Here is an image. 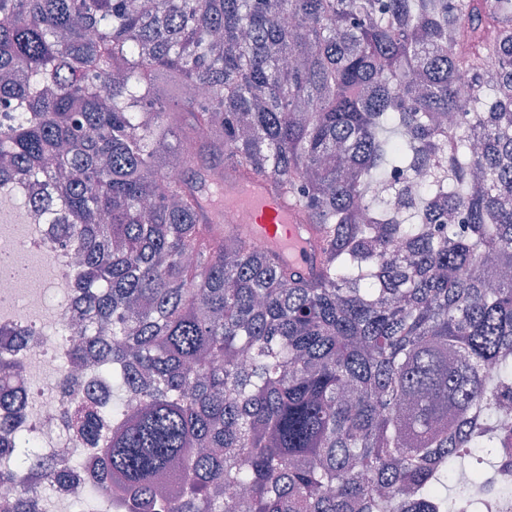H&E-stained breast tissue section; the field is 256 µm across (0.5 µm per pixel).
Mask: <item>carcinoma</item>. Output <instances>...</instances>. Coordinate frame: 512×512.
I'll list each match as a JSON object with an SVG mask.
<instances>
[{"label": "carcinoma", "instance_id": "obj_1", "mask_svg": "<svg viewBox=\"0 0 512 512\" xmlns=\"http://www.w3.org/2000/svg\"><path fill=\"white\" fill-rule=\"evenodd\" d=\"M0 111V193L79 255L69 362L112 370V409L66 414L78 461L35 452L0 387V482L124 512H500L512 0H0ZM251 178L296 207L309 270L217 215ZM0 512L46 510L26 488Z\"/></svg>", "mask_w": 512, "mask_h": 512}]
</instances>
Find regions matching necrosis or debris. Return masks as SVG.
Instances as JSON below:
<instances>
[{"instance_id": "obj_1", "label": "necrosis or debris", "mask_w": 512, "mask_h": 512, "mask_svg": "<svg viewBox=\"0 0 512 512\" xmlns=\"http://www.w3.org/2000/svg\"><path fill=\"white\" fill-rule=\"evenodd\" d=\"M24 207L15 197L0 194V254L25 258L35 254L50 275L38 283L21 281L0 272V351L19 347L24 360L18 391L26 405L24 434L45 454L72 457L82 451L61 415L76 402L57 382H43V375L60 377L67 366L69 336L51 331L42 312L47 294L63 297L70 321H78L80 309L71 286L72 249L53 234L51 225L19 223Z\"/></svg>"}]
</instances>
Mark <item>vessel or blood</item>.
Segmentation results:
<instances>
[{
  "instance_id": "vessel-or-blood-1",
  "label": "vessel or blood",
  "mask_w": 512,
  "mask_h": 512,
  "mask_svg": "<svg viewBox=\"0 0 512 512\" xmlns=\"http://www.w3.org/2000/svg\"><path fill=\"white\" fill-rule=\"evenodd\" d=\"M224 207L244 213L251 237L271 248L281 261L309 266L312 249L304 225L297 222L287 201L271 193L265 180L226 184Z\"/></svg>"
}]
</instances>
